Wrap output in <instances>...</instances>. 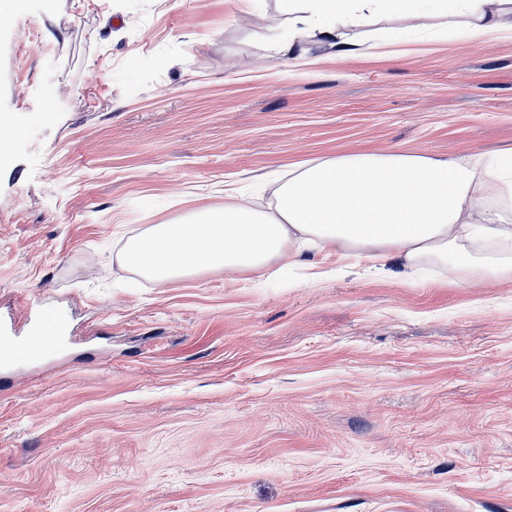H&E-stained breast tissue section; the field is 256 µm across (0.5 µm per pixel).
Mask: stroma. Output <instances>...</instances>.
Masks as SVG:
<instances>
[{"mask_svg":"<svg viewBox=\"0 0 512 512\" xmlns=\"http://www.w3.org/2000/svg\"><path fill=\"white\" fill-rule=\"evenodd\" d=\"M0 26V512H512V286L305 253L128 287L120 226L320 155L512 149V41L271 55L278 0H13ZM30 322L33 325V331L35 336H49L42 339L44 350L37 351L41 353L46 350V347L52 345L57 340V336L61 333L60 325H55L51 330L48 326L52 321L53 315L51 311L40 306L31 308L29 310Z\"/></svg>","mask_w":512,"mask_h":512,"instance_id":"1","label":"stroma"}]
</instances>
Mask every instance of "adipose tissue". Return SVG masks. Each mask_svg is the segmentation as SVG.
I'll use <instances>...</instances> for the list:
<instances>
[{
	"label": "adipose tissue",
	"mask_w": 512,
	"mask_h": 512,
	"mask_svg": "<svg viewBox=\"0 0 512 512\" xmlns=\"http://www.w3.org/2000/svg\"><path fill=\"white\" fill-rule=\"evenodd\" d=\"M271 45L292 60L319 45L339 57L383 49L389 25L417 41L512 38V0H288ZM259 206L225 192L220 208L122 236L114 260L167 287L204 268L257 282L304 249L345 261L451 269L458 283L512 284V151L438 155L388 148L308 159L273 174Z\"/></svg>",
	"instance_id": "ef3b65f1"
}]
</instances>
